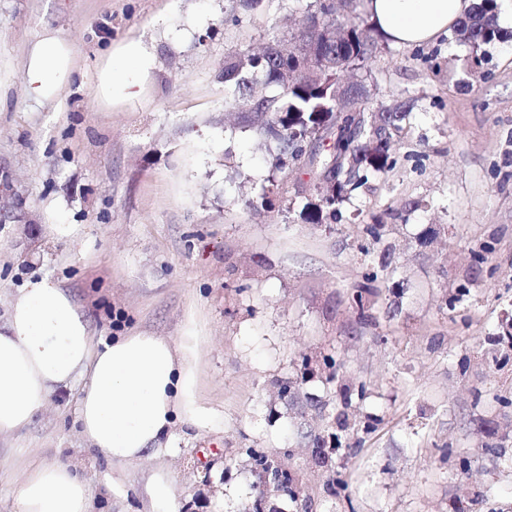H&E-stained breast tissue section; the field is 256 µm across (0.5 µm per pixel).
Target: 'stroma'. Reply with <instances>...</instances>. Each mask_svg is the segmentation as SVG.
I'll return each instance as SVG.
<instances>
[{"label": "stroma", "mask_w": 512, "mask_h": 512, "mask_svg": "<svg viewBox=\"0 0 512 512\" xmlns=\"http://www.w3.org/2000/svg\"><path fill=\"white\" fill-rule=\"evenodd\" d=\"M309 2L263 0L253 15L239 0H0V177L34 220L0 224V322L18 288L46 276L98 339L193 332L215 411L209 428L175 427L173 453L114 467L80 433V377L0 438L15 476L0 512H14L32 464L56 459L88 482L96 512H149L157 475L178 512H251L249 448L299 479L298 503L272 498L276 512H512V409L497 402L512 393V0H498L507 40L475 51L447 34L369 61L374 104L409 97L412 113L395 169L323 224L302 216L312 181L298 164L252 206L275 146L228 112L222 79L229 56L288 45ZM46 26L72 42L76 69L38 102L23 64ZM134 35L155 46L154 78L140 99L103 108L100 49ZM380 264L358 311L349 297ZM284 381L294 402L278 396ZM361 382L365 398H346ZM344 410L374 430L337 447ZM314 435L347 489L327 490Z\"/></svg>", "instance_id": "stroma-1"}]
</instances>
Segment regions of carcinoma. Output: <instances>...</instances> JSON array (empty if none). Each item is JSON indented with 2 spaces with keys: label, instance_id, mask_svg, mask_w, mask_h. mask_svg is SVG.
I'll return each mask as SVG.
<instances>
[{
  "label": "carcinoma",
  "instance_id": "carcinoma-1",
  "mask_svg": "<svg viewBox=\"0 0 512 512\" xmlns=\"http://www.w3.org/2000/svg\"><path fill=\"white\" fill-rule=\"evenodd\" d=\"M359 0H311L298 21L295 46L318 38L313 74L299 78L290 74V62L281 57L274 42L259 52L240 51L224 64L226 103L241 112V120L261 139L276 145L272 169L281 170L294 160L299 144L323 130L334 141L336 186L314 185V200L303 207L305 219L322 224L336 215L341 205L366 186L369 179L393 170V144L405 129L411 104L400 102L380 107L378 126L371 130L352 126L355 116L365 115L374 94L355 73L387 40L371 16L358 9ZM497 0H479L454 30L458 42L479 50L503 39L497 22ZM336 67H331V62ZM250 467L276 480L255 485V502L272 496L296 499L294 478L283 459L255 448L246 450Z\"/></svg>",
  "mask_w": 512,
  "mask_h": 512
}]
</instances>
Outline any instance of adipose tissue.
<instances>
[{"label":"adipose tissue","instance_id":"ef3b65f1","mask_svg":"<svg viewBox=\"0 0 512 512\" xmlns=\"http://www.w3.org/2000/svg\"><path fill=\"white\" fill-rule=\"evenodd\" d=\"M471 0H366L378 28L395 44L435 39ZM157 68L152 43L140 37L111 45L100 57L96 99L105 108L139 99ZM75 70L72 44L44 28L24 61L28 96L55 99ZM197 340L136 333L96 346L90 323L71 295L44 277L14 296L0 324V437L26 428L58 387L81 375L78 422L94 449L117 465L174 448L175 424L201 430L213 411L198 390ZM87 482L64 462L35 467L22 482L16 512H92Z\"/></svg>","mask_w":512,"mask_h":512}]
</instances>
